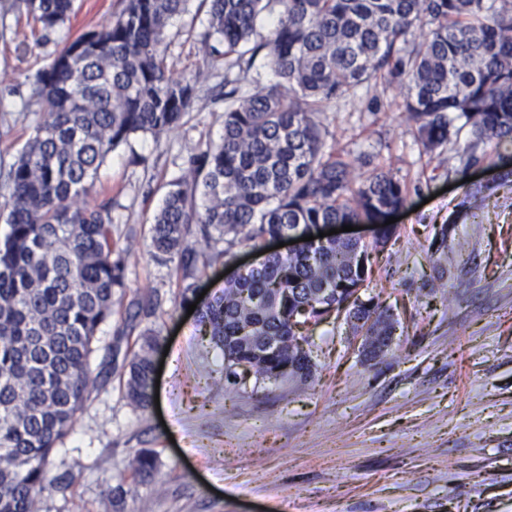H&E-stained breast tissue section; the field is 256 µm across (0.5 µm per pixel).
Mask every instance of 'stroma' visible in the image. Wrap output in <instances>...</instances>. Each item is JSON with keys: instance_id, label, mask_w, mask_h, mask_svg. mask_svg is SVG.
I'll return each mask as SVG.
<instances>
[{"instance_id": "1", "label": "stroma", "mask_w": 512, "mask_h": 512, "mask_svg": "<svg viewBox=\"0 0 512 512\" xmlns=\"http://www.w3.org/2000/svg\"><path fill=\"white\" fill-rule=\"evenodd\" d=\"M123 6L75 0L71 22L44 40L15 0H0L1 175L41 115L37 72ZM207 28L205 8L190 0L169 30V66L198 82L190 112L169 132L131 135L99 171L112 236L137 260L116 316L96 333L97 384L50 457L69 485L45 490L38 512H104L117 486L121 512H512V186L492 183L483 167L464 181L454 147L423 153L400 113L341 105L323 116L357 168L392 170L410 189L385 245L370 228L356 233L370 255L368 290L400 323L391 349L366 360L347 325L332 321L312 333L313 378L256 391L213 385L224 351L175 302L169 269L149 247L166 183L197 145L224 136V63L197 52ZM256 259L234 245L210 260L199 286L216 293L227 269ZM439 262L449 268L445 289L425 288ZM130 311L134 331L118 334ZM145 329L160 338L153 359L163 368L158 407L139 412L125 398L122 365ZM142 449L158 459L147 481L133 466Z\"/></svg>"}]
</instances>
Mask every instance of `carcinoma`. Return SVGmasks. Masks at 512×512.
<instances>
[{
	"label": "carcinoma",
	"mask_w": 512,
	"mask_h": 512,
	"mask_svg": "<svg viewBox=\"0 0 512 512\" xmlns=\"http://www.w3.org/2000/svg\"><path fill=\"white\" fill-rule=\"evenodd\" d=\"M188 0H125L115 19L67 42L39 71L34 96L44 111L6 173L8 232L0 239V512H36L57 486L50 454L70 434L95 379L93 340L116 314L132 253L112 239V206L88 202L107 156L136 133L157 135L190 111L197 82L175 75L162 45ZM205 57L224 59V137L198 145L169 182L154 216L150 251L170 264L181 305L221 242L260 251L273 236L313 235L296 252L269 254L215 293L199 323L224 348L226 388L307 380L315 367L303 329L329 317L364 286L358 242H322L320 224L364 221L380 243L387 216L409 187L391 171L368 176L327 144L321 115L340 103L374 114L372 101L416 126L432 153L459 139L457 171L485 162L483 146L512 142V0H206ZM42 36L70 20L74 0H19ZM267 36L253 40L265 13ZM278 77L247 79L260 53ZM381 90L364 99L359 89ZM391 87L401 99L383 100ZM332 289L325 298L322 290ZM360 318L391 335L396 321L370 297ZM281 346L263 350L265 340ZM158 338L141 333L124 366L125 398L153 402ZM156 454L142 450L136 474L149 478Z\"/></svg>",
	"instance_id": "cac0c4a2"
}]
</instances>
